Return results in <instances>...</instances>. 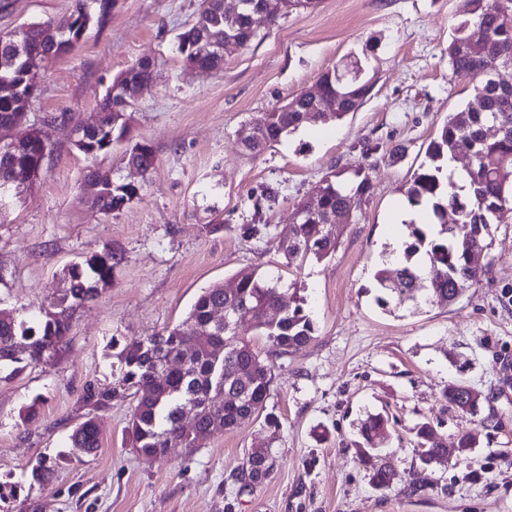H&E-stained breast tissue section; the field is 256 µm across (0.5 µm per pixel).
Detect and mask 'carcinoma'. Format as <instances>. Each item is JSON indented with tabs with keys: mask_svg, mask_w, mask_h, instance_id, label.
<instances>
[{
	"mask_svg": "<svg viewBox=\"0 0 512 512\" xmlns=\"http://www.w3.org/2000/svg\"><path fill=\"white\" fill-rule=\"evenodd\" d=\"M97 3L90 11L88 2ZM99 0H73L72 13L88 21L85 30L66 31L51 21L28 23L18 30L0 34V127L19 118L35 95L44 64L72 51L85 31L101 26L109 12ZM266 0H249L238 11L226 0H202L193 22L177 34L178 51L189 67L208 73L219 67L209 44L236 40L246 48L256 38L253 16L261 13ZM319 0H280V6L266 13L273 27L287 13L315 8ZM469 18L460 23L448 42V67L478 79L472 101L448 114V118L427 147L429 162L414 173L406 190L414 208L431 212L433 223L406 225L410 242L404 249L399 269H379L374 278L383 295L377 302L385 306L387 296L401 301H417L424 294L430 302L450 305L456 289L477 282L484 268L473 260L487 247L491 225L502 223L512 213V109H505L507 95L493 78L501 68H512V0H466ZM152 61L141 59L128 68L137 83L151 80ZM325 96L340 92L352 108H359L371 90V81L352 75L344 79L328 70L318 77ZM116 103L105 90L99 105L102 117L96 126L76 127L74 145L95 160L112 151V144L128 140L129 115L114 109ZM311 100L298 94L286 104L262 113L255 119L254 134L245 142L260 152L305 124L341 120L345 112L309 113ZM56 116L32 124L21 132L19 145L0 143V189H19L15 180L20 171L39 175L52 153L47 127ZM465 150L471 166L461 179L454 172L443 173L444 157L455 158ZM154 147L146 141L130 143L123 161L141 172V181L132 184L120 178L87 168L84 183L93 189L88 200L96 212L109 215L139 198L143 183L155 168ZM372 183L364 167L342 168L323 177L311 192L310 200L296 208L294 220L278 234L277 250L285 266L300 267L309 259L324 260L336 250L331 218L345 215L348 223L357 221L351 201L362 204L372 194ZM123 260L121 251L106 244L101 250L63 271L65 287L58 290L53 309L38 316L0 319V368L16 374L29 365H38L55 355L66 342L76 313L95 301L102 287L112 284ZM281 277H270L256 270L234 274L202 290L185 321L161 333L123 346L117 354L120 372L108 385H86L81 402L90 416L71 434L72 447L91 454L100 448L101 432L91 413L107 410L112 398L131 391L136 405L131 419L132 447L146 459L165 455L169 442L178 440L186 448L195 438L182 427L191 415L200 431L234 430L259 416L266 408L274 381L275 359H282L308 345L314 338V325L302 307L297 292L280 285ZM222 308L228 320L219 323L213 312ZM248 322L263 337V352L236 336L238 320ZM463 384L451 383L443 392L453 407L476 412L479 399L463 404ZM357 445L361 461L372 471L371 482L383 489L390 486L392 473L379 463L377 450L388 437V420L369 414L359 429ZM435 430L428 423L416 427L423 448L421 460L430 464L448 453L433 439ZM274 468L271 449L255 448L234 476L237 493L251 492L261 485Z\"/></svg>",
	"mask_w": 512,
	"mask_h": 512,
	"instance_id": "carcinoma-1",
	"label": "carcinoma"
}]
</instances>
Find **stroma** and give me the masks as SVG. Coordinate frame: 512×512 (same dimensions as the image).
I'll return each instance as SVG.
<instances>
[{
  "label": "stroma",
  "instance_id": "1",
  "mask_svg": "<svg viewBox=\"0 0 512 512\" xmlns=\"http://www.w3.org/2000/svg\"><path fill=\"white\" fill-rule=\"evenodd\" d=\"M200 3L116 0L101 27L40 72L25 121L55 117L53 151L0 214V310L39 313L63 270L104 244L124 261L50 361L0 380V483L28 498L22 510L2 501L0 512H512V219L493 225L484 275L452 305L375 301L374 272L392 251L411 177L448 114L475 94V78L452 73L444 54L465 0H321L277 26L258 21L251 45L213 73L188 67L175 47ZM71 11L72 0H0V32L62 23ZM145 55L157 65L131 111L130 137L154 146L156 166L139 199L104 216L88 204L83 177L93 165L128 178L123 148L87 159L73 128ZM353 62L372 83L358 111L258 154L244 147L254 118ZM365 162L372 194L358 223L337 225L331 257L286 269L275 239L243 235L242 225L258 222L280 231L324 176ZM270 187L277 200L255 212ZM254 268L282 270L315 324L313 341L275 363L266 404L275 424L253 419L150 461L131 446L136 401L121 393L98 415L97 453L72 448L85 386L118 374L111 339L126 344L175 327L203 288ZM452 382L480 392L477 413L443 399ZM31 405L36 415H27ZM370 413L389 418L387 489L372 485L356 454L358 424ZM424 422L447 446L467 432L477 445L457 465L422 464L415 428ZM265 447L275 458L269 478L237 494L234 472ZM42 460L55 474L36 483Z\"/></svg>",
  "mask_w": 512,
  "mask_h": 512
}]
</instances>
